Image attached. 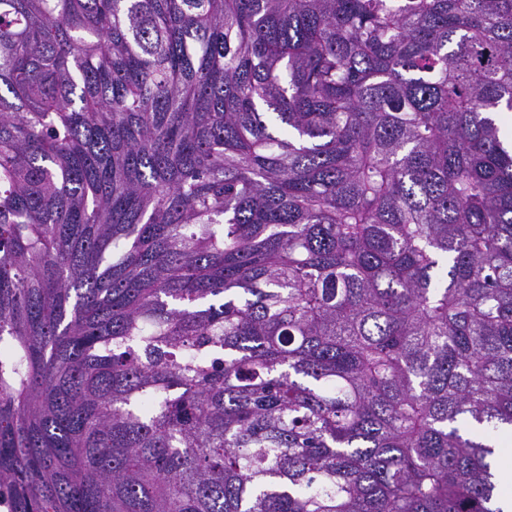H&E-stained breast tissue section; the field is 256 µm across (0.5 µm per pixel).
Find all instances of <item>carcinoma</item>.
<instances>
[{
    "instance_id": "1",
    "label": "carcinoma",
    "mask_w": 512,
    "mask_h": 512,
    "mask_svg": "<svg viewBox=\"0 0 512 512\" xmlns=\"http://www.w3.org/2000/svg\"><path fill=\"white\" fill-rule=\"evenodd\" d=\"M512 0H0L11 512H503Z\"/></svg>"
}]
</instances>
